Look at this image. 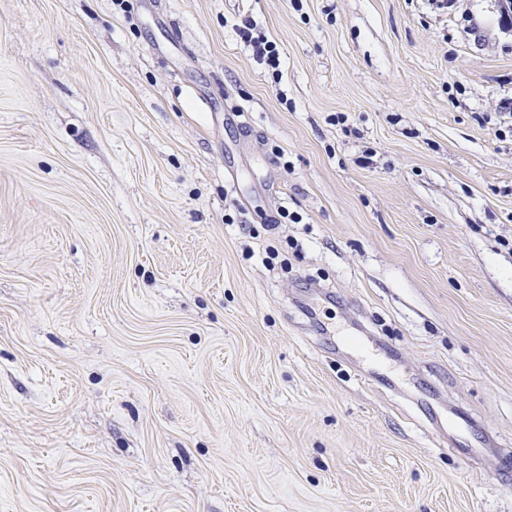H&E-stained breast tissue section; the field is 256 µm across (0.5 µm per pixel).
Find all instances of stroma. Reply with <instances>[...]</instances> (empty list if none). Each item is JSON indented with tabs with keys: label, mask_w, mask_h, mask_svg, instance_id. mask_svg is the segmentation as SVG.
<instances>
[{
	"label": "stroma",
	"mask_w": 512,
	"mask_h": 512,
	"mask_svg": "<svg viewBox=\"0 0 512 512\" xmlns=\"http://www.w3.org/2000/svg\"><path fill=\"white\" fill-rule=\"evenodd\" d=\"M500 3L0 0V512H512ZM236 34L252 49L255 59L261 64L277 70L280 66V51L277 44L269 40L264 32L260 31L251 18H244L241 24L235 25Z\"/></svg>",
	"instance_id": "obj_1"
}]
</instances>
